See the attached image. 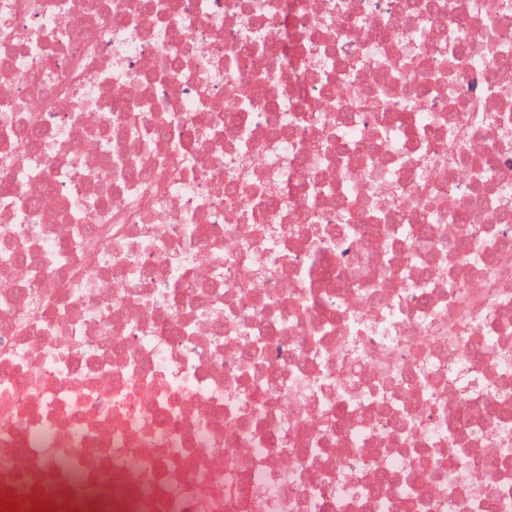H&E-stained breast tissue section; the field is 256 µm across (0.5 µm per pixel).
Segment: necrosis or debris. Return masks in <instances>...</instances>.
I'll return each instance as SVG.
<instances>
[{
    "label": "necrosis or debris",
    "mask_w": 512,
    "mask_h": 512,
    "mask_svg": "<svg viewBox=\"0 0 512 512\" xmlns=\"http://www.w3.org/2000/svg\"><path fill=\"white\" fill-rule=\"evenodd\" d=\"M512 0H0V497L512 512Z\"/></svg>",
    "instance_id": "obj_1"
}]
</instances>
